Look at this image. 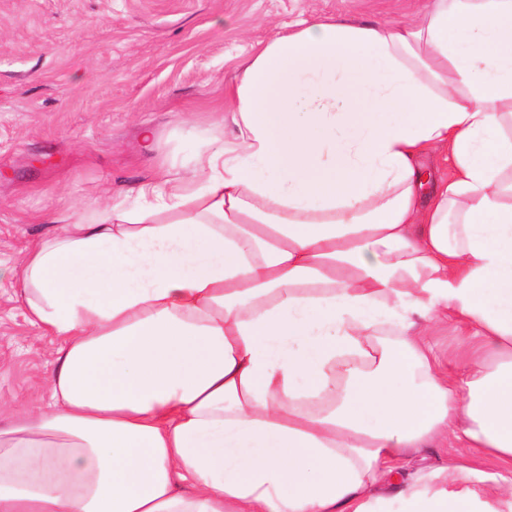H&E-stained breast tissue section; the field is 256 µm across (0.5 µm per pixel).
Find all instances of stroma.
<instances>
[{
	"label": "stroma",
	"mask_w": 512,
	"mask_h": 512,
	"mask_svg": "<svg viewBox=\"0 0 512 512\" xmlns=\"http://www.w3.org/2000/svg\"><path fill=\"white\" fill-rule=\"evenodd\" d=\"M425 0H0V262L93 218L160 164L231 137L219 109L241 65L312 17L409 22ZM155 131L152 149L142 126ZM0 282V400L37 407L57 342Z\"/></svg>",
	"instance_id": "obj_1"
}]
</instances>
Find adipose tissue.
Returning a JSON list of instances; mask_svg holds the SVG:
<instances>
[{"label": "adipose tissue", "instance_id": "1", "mask_svg": "<svg viewBox=\"0 0 512 512\" xmlns=\"http://www.w3.org/2000/svg\"><path fill=\"white\" fill-rule=\"evenodd\" d=\"M226 108L189 174L11 269L58 348L0 512H512V0L298 21ZM442 437L478 457L401 475ZM451 331H442L436 336H430V344L443 363L456 360L458 341L461 336H454Z\"/></svg>", "mask_w": 512, "mask_h": 512}]
</instances>
